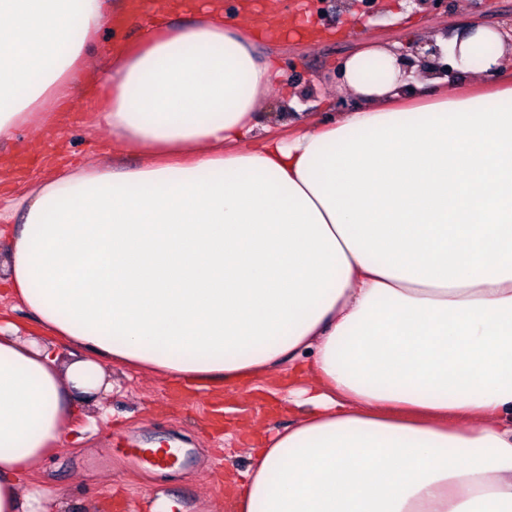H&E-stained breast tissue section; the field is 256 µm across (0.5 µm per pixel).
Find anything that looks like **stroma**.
<instances>
[{
	"label": "stroma",
	"mask_w": 512,
	"mask_h": 512,
	"mask_svg": "<svg viewBox=\"0 0 512 512\" xmlns=\"http://www.w3.org/2000/svg\"><path fill=\"white\" fill-rule=\"evenodd\" d=\"M392 0H377L365 23H352L358 15L356 0H255L253 15L244 24L266 25V53L277 57L289 76L293 104L271 94L262 109L283 112L287 107L305 115L335 117L339 90L330 74L337 62L355 51L365 39H374L410 52L415 41L429 34L452 36L475 24L499 25L512 20V0H489L485 13L475 12L470 0H445L437 10L411 7L409 21L395 18ZM304 8L311 18L335 29L332 38L311 39L286 34L281 16ZM121 27L104 26L100 48L91 53L87 76L62 110L55 128L44 131L31 125L15 139L0 143V207L22 196L32 183L60 169L108 162L117 169L137 165L106 128H89L84 115L95 103L98 78L112 60V52L139 36L146 24L130 10L119 13ZM109 390L80 403L79 412L59 448L31 469L26 487L43 493L49 512H114L112 491L129 498L172 502L171 512H234L224 493L226 476H242L257 442L267 440L288 424L280 392L288 386L287 370L276 374V391L225 390L214 398L210 390L149 372L109 365ZM179 443L184 455L169 472L158 471L127 457L130 448L154 443Z\"/></svg>",
	"instance_id": "obj_1"
}]
</instances>
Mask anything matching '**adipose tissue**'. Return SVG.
<instances>
[{"label": "adipose tissue", "instance_id": "obj_1", "mask_svg": "<svg viewBox=\"0 0 512 512\" xmlns=\"http://www.w3.org/2000/svg\"><path fill=\"white\" fill-rule=\"evenodd\" d=\"M191 10L117 50L89 117L141 164L21 206L1 281L53 341L0 328V512H41L23 477L113 363L205 388L288 369L293 422L236 512H512V38L440 40L448 78L365 42L353 111L259 138L261 32ZM107 13L0 0V142L56 126Z\"/></svg>", "mask_w": 512, "mask_h": 512}]
</instances>
